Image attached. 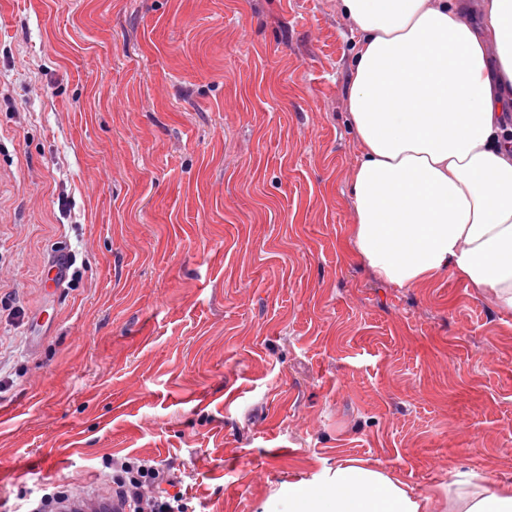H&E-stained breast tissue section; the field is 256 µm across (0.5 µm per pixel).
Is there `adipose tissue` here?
<instances>
[{
	"label": "adipose tissue",
	"mask_w": 512,
	"mask_h": 512,
	"mask_svg": "<svg viewBox=\"0 0 512 512\" xmlns=\"http://www.w3.org/2000/svg\"><path fill=\"white\" fill-rule=\"evenodd\" d=\"M360 38L347 95L361 153L348 240L377 279L448 274L512 312V0H341ZM284 512H512V481L456 472L433 495L339 462L288 482Z\"/></svg>",
	"instance_id": "1"
}]
</instances>
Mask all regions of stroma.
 <instances>
[{"mask_svg":"<svg viewBox=\"0 0 512 512\" xmlns=\"http://www.w3.org/2000/svg\"><path fill=\"white\" fill-rule=\"evenodd\" d=\"M356 40L340 0H0V512L125 457L190 512L512 480V313L347 242Z\"/></svg>","mask_w":512,"mask_h":512,"instance_id":"stroma-1","label":"stroma"}]
</instances>
